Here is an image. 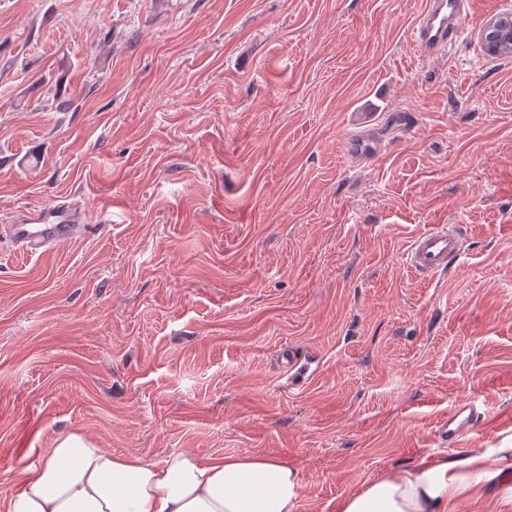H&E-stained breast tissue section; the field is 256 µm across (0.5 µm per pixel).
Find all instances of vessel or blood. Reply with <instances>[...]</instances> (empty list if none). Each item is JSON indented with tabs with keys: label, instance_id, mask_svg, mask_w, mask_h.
<instances>
[{
	"label": "vessel or blood",
	"instance_id": "vessel-or-blood-1",
	"mask_svg": "<svg viewBox=\"0 0 512 512\" xmlns=\"http://www.w3.org/2000/svg\"><path fill=\"white\" fill-rule=\"evenodd\" d=\"M474 21L471 0H428L416 19L412 37L424 59L438 60L448 55L465 27ZM385 123L389 127L385 136L376 126H359L345 142V157L354 163L378 158L388 146V136L407 131L413 115L398 109L387 113ZM86 232L83 209L63 198L50 207L24 209L13 223L0 226V239L13 250L33 256L75 242ZM462 251L463 236L457 225L433 224L412 239L406 264L415 275L433 276L445 272ZM478 421L474 401L457 402L447 418L439 421L438 436L448 446H458Z\"/></svg>",
	"mask_w": 512,
	"mask_h": 512
}]
</instances>
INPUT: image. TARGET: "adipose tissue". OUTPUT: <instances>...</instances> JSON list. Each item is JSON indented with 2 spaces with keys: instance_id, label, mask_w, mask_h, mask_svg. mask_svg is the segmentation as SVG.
<instances>
[{
  "instance_id": "1",
  "label": "adipose tissue",
  "mask_w": 512,
  "mask_h": 512,
  "mask_svg": "<svg viewBox=\"0 0 512 512\" xmlns=\"http://www.w3.org/2000/svg\"><path fill=\"white\" fill-rule=\"evenodd\" d=\"M497 475L485 455L395 469L345 496L337 512H450ZM301 489L298 468L267 453L205 460L179 451L156 461L68 433L0 499V512H297Z\"/></svg>"
}]
</instances>
